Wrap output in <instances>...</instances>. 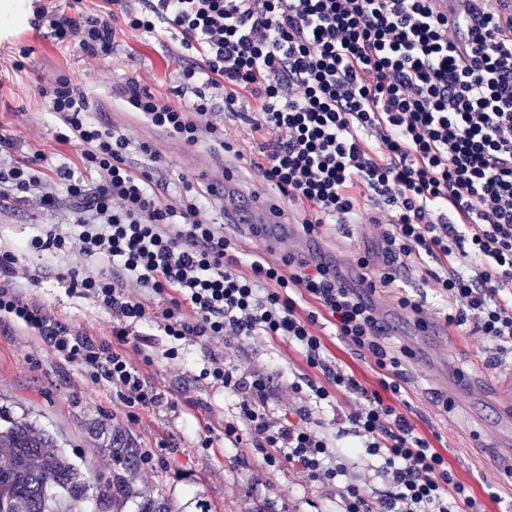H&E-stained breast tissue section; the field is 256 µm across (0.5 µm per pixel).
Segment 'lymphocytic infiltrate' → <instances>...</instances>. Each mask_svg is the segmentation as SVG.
<instances>
[{
    "instance_id": "1",
    "label": "lymphocytic infiltrate",
    "mask_w": 512,
    "mask_h": 512,
    "mask_svg": "<svg viewBox=\"0 0 512 512\" xmlns=\"http://www.w3.org/2000/svg\"><path fill=\"white\" fill-rule=\"evenodd\" d=\"M83 0L35 5L33 25L55 44L79 42L94 58L112 55L117 27L182 35L190 60L182 71L192 93L187 108L125 87L127 107L147 124L186 144L201 137L231 144L216 122L241 101L261 138L254 169L303 214L306 235L325 224L367 218L382 228V259L368 274L345 281L336 264L288 254L252 260L249 273L233 240L209 220L199 195L157 193L150 171L130 165L121 131L88 116L89 95L60 75L39 86L59 123L58 142L73 145L77 165H55L42 151L12 158L14 138L0 134V202L38 194L54 210L59 194L74 203L72 229L54 228L29 246L53 256L76 253L108 262V270L71 269L72 287L97 298L115 325L108 340L83 336L15 287L17 257L0 254V317L35 330L86 381L107 382L136 424L160 401L127 347L129 330L157 326L169 339L164 356L187 360V343L255 336L283 338L300 348L328 385L295 375L289 388L303 405L273 417L270 376L241 374L211 357L197 376L235 399L224 437L263 449L268 466L289 464L311 482L335 485L343 453L318 416L333 391L354 395L346 420L358 455L385 488L349 483L338 512H482L469 485L392 404L402 392V361L385 341L372 296L395 282L403 261H437L435 281L448 300V322L512 352V5L505 0ZM96 175L95 184L85 181ZM383 205L365 215L364 203ZM367 352L381 373L364 388L332 366L320 321Z\"/></svg>"
}]
</instances>
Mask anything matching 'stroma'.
Returning a JSON list of instances; mask_svg holds the SVG:
<instances>
[{"mask_svg": "<svg viewBox=\"0 0 512 512\" xmlns=\"http://www.w3.org/2000/svg\"><path fill=\"white\" fill-rule=\"evenodd\" d=\"M31 16V0H0V133L14 136L18 153L39 150L56 162L76 160L75 148L55 140L54 118L37 90L64 74L87 87L95 119L133 141L152 144L158 164L137 152L131 161L153 168L160 194H168L182 178L210 184L206 172L182 165L179 156L187 152L209 157L216 169H235L239 189H261L249 163L258 154L251 140L240 141L234 153L222 151L205 137L190 146L127 114L121 90L131 82L168 97L173 104L184 103L183 47L178 35L168 33L155 40L120 31L111 60L99 61L87 57L78 44H53L33 29ZM23 46L33 52L18 70L12 61ZM264 192L266 201H279L276 190ZM71 211L65 198L52 212L34 201L1 210L0 252L15 253L19 266L26 269V277L18 281L26 298L66 321L75 332L104 339L112 334L111 311L71 287L65 276L67 268L83 265V258H53L26 247L34 237L69 223ZM318 243L329 255L345 261L344 274L354 279L360 273L354 256L377 254L380 229L372 224H328L321 228ZM405 293L423 301L425 324H418L400 307L398 299ZM377 303L394 326L391 345L408 352L402 364L407 416L443 452L457 478L473 487L484 512H512V402L497 399L493 372L487 366L491 355L487 343L448 325L445 301L415 261H407L401 277L379 291ZM320 334L338 365L352 370L365 387L377 388L379 374L370 357L343 342L332 326H324ZM143 338L151 341L152 359L144 361L138 354L134 360L146 384L162 398L130 428L125 407L110 387L87 383L33 330L0 319V410L49 431L71 457L91 460L103 482L116 470L104 452L110 436L119 433L130 438L139 450L154 454L153 465H140L128 473L135 491L142 497L168 499L178 512H196L200 500L210 512H336L337 488L308 482L285 464L268 467L258 449L225 440L224 423L235 416L233 398L194 381L201 360L210 356L270 373L274 395L269 408L280 417L300 402L288 388L294 374L307 370L296 348L279 339L202 341L191 346L187 363L179 364L164 358L169 342L162 331L147 325L132 329V341ZM446 397L451 400L447 406L442 403ZM192 414L212 430V447H198L197 432L188 422Z\"/></svg>", "mask_w": 512, "mask_h": 512, "instance_id": "stroma-1", "label": "stroma"}]
</instances>
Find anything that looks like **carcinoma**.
Listing matches in <instances>:
<instances>
[{"label":"carcinoma","mask_w":512,"mask_h":512,"mask_svg":"<svg viewBox=\"0 0 512 512\" xmlns=\"http://www.w3.org/2000/svg\"><path fill=\"white\" fill-rule=\"evenodd\" d=\"M105 452L125 471L137 465L138 449L129 439L112 441ZM129 493L122 474L95 486L52 435L22 418L0 415V512H74L90 498L97 512H115L116 502ZM137 512L176 510L164 500L145 499Z\"/></svg>","instance_id":"obj_1"}]
</instances>
